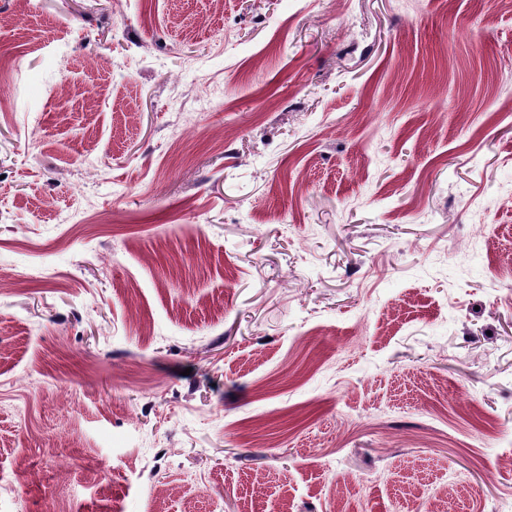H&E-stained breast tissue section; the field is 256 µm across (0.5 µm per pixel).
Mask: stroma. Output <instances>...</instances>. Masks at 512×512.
Returning <instances> with one entry per match:
<instances>
[{
    "mask_svg": "<svg viewBox=\"0 0 512 512\" xmlns=\"http://www.w3.org/2000/svg\"><path fill=\"white\" fill-rule=\"evenodd\" d=\"M25 16L0 512H512V11Z\"/></svg>",
    "mask_w": 512,
    "mask_h": 512,
    "instance_id": "obj_1",
    "label": "stroma"
}]
</instances>
